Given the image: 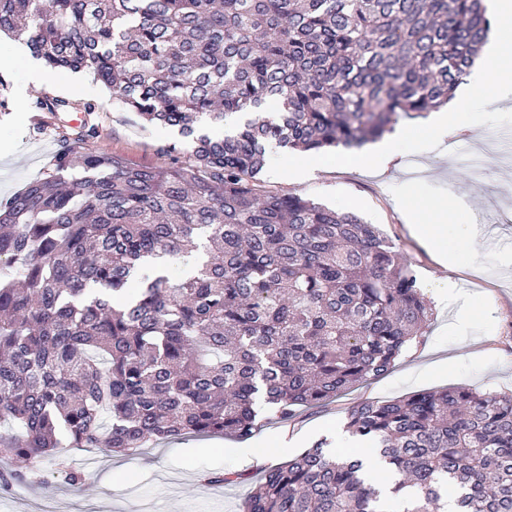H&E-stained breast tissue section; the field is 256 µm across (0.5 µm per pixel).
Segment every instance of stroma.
I'll use <instances>...</instances> for the list:
<instances>
[{
    "instance_id": "35a3bbf8",
    "label": "stroma",
    "mask_w": 512,
    "mask_h": 512,
    "mask_svg": "<svg viewBox=\"0 0 512 512\" xmlns=\"http://www.w3.org/2000/svg\"><path fill=\"white\" fill-rule=\"evenodd\" d=\"M31 55L23 39L0 36V199L38 178L56 149L54 128L36 132L37 100L49 96L71 101L77 111L92 105L89 123L99 135L89 149L121 156L137 167H165L186 160L187 141L176 131L142 125L134 112L93 77L50 72L41 87L29 81ZM458 130L444 144L408 146L399 166L381 174L344 161L342 148L328 149L335 162L311 179L290 176L282 161L267 163L265 186L300 195L339 212H353L377 225L414 269L419 286L432 301L433 315L422 336L382 377L355 386L333 401L301 408L291 421L266 420L255 438L264 459L247 460L240 441L230 437L172 440L125 456L100 449L71 451L70 461L46 460L38 481L0 492V512H239L263 464L292 457L316 441L335 442L348 411L365 401L384 402L417 391L469 387L487 393H512V93L492 94L459 113ZM406 189L428 205L448 196L461 203L448 215L444 245L456 258L453 269L438 266L431 253L395 211L388 185ZM458 281L479 313L466 329L453 327L452 309L435 304L437 280ZM238 472L234 484L207 482L211 473ZM81 475L72 484L68 473Z\"/></svg>"
}]
</instances>
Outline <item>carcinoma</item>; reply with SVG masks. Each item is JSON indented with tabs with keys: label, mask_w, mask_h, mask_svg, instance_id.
Returning <instances> with one entry per match:
<instances>
[{
	"label": "carcinoma",
	"mask_w": 512,
	"mask_h": 512,
	"mask_svg": "<svg viewBox=\"0 0 512 512\" xmlns=\"http://www.w3.org/2000/svg\"><path fill=\"white\" fill-rule=\"evenodd\" d=\"M490 30L481 0H0V32L192 143L134 167L78 153L96 127L64 125L47 172L0 200V457L25 464L0 490L67 448L244 441L385 375L430 315L414 270L376 225L259 175L275 147H359L448 103ZM234 113V134L202 132ZM199 251L187 277L152 263ZM347 430L402 512H444L450 491L456 512H512V394L365 401ZM381 498L363 459L320 442L267 466L242 512Z\"/></svg>",
	"instance_id": "obj_1"
}]
</instances>
